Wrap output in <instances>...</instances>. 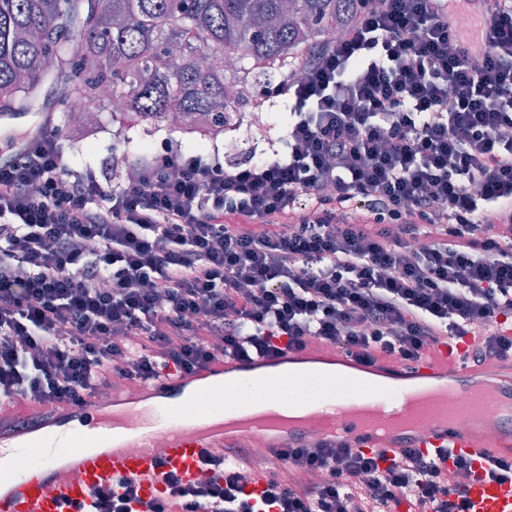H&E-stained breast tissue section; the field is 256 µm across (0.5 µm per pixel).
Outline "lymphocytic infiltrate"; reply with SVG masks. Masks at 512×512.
I'll return each mask as SVG.
<instances>
[{"label": "lymphocytic infiltrate", "instance_id": "1", "mask_svg": "<svg viewBox=\"0 0 512 512\" xmlns=\"http://www.w3.org/2000/svg\"><path fill=\"white\" fill-rule=\"evenodd\" d=\"M482 2L353 0L302 77L259 88L288 123L257 157L167 138L95 169L60 125L18 133L32 147L0 163V402L80 407L314 343L409 365L472 335L470 364L511 360L512 0ZM202 469L170 474L152 512H462L472 463L320 440Z\"/></svg>", "mask_w": 512, "mask_h": 512}]
</instances>
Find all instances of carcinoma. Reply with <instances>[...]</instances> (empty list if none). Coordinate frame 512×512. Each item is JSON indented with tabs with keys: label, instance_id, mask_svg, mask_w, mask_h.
Returning <instances> with one entry per match:
<instances>
[{
	"label": "carcinoma",
	"instance_id": "cac0c4a2",
	"mask_svg": "<svg viewBox=\"0 0 512 512\" xmlns=\"http://www.w3.org/2000/svg\"><path fill=\"white\" fill-rule=\"evenodd\" d=\"M348 0H0V113L95 105L89 131L112 101L142 123L176 114L187 143L202 150L245 105L224 88L251 72L279 74L301 62L324 31L348 20ZM179 52L181 63L171 56ZM234 57L239 68L206 67L208 55Z\"/></svg>",
	"mask_w": 512,
	"mask_h": 512
}]
</instances>
